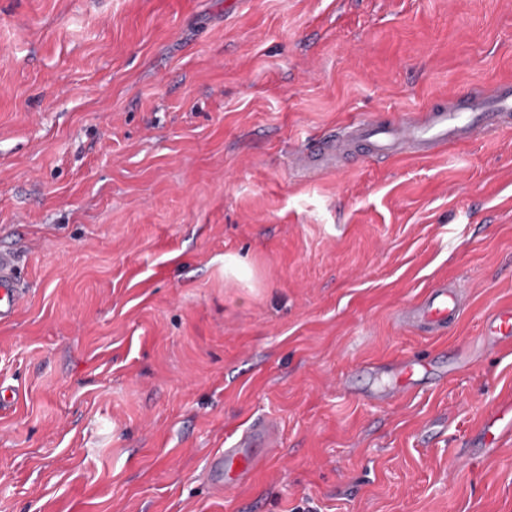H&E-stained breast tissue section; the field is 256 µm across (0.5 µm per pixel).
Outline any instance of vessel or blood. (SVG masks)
Segmentation results:
<instances>
[{
    "label": "vessel or blood",
    "mask_w": 512,
    "mask_h": 512,
    "mask_svg": "<svg viewBox=\"0 0 512 512\" xmlns=\"http://www.w3.org/2000/svg\"><path fill=\"white\" fill-rule=\"evenodd\" d=\"M512 126V82L500 83L494 92L451 93L424 110L422 118L400 122L355 121L336 133L316 141L294 156L292 164L302 173L325 168L337 158L365 147L369 156L389 159L410 153L419 157L436 154L448 146L471 140L478 134H491ZM27 289L24 286L13 249L0 247V324L14 320ZM464 288L457 282H440L417 303L400 314L407 327H419L431 334H442L457 321L464 309ZM480 340L498 346H512V307L502 306L484 319ZM396 387L375 393L385 402L412 393L416 368L405 360L390 369ZM274 434L272 422L265 418L251 421L237 437L224 441L222 449L212 452L205 468V480L213 488L226 492L247 485L260 463L255 442H269ZM478 455H496L502 441L512 439V394L487 413L476 434Z\"/></svg>",
    "instance_id": "1"
}]
</instances>
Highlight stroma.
I'll use <instances>...</instances> for the list:
<instances>
[{
    "instance_id": "stroma-1",
    "label": "stroma",
    "mask_w": 512,
    "mask_h": 512,
    "mask_svg": "<svg viewBox=\"0 0 512 512\" xmlns=\"http://www.w3.org/2000/svg\"><path fill=\"white\" fill-rule=\"evenodd\" d=\"M502 80L512 0H0V246L29 288L0 324V512H512V443L459 458L512 347L366 397L370 363L448 360L512 304V127L289 166ZM441 278L459 320L399 328ZM259 415L280 457L213 493L208 454ZM389 371L396 378L398 386L372 394L370 396L372 400L391 401L400 395L410 394L414 391L416 368L413 362L409 360L402 361L392 366Z\"/></svg>"
}]
</instances>
